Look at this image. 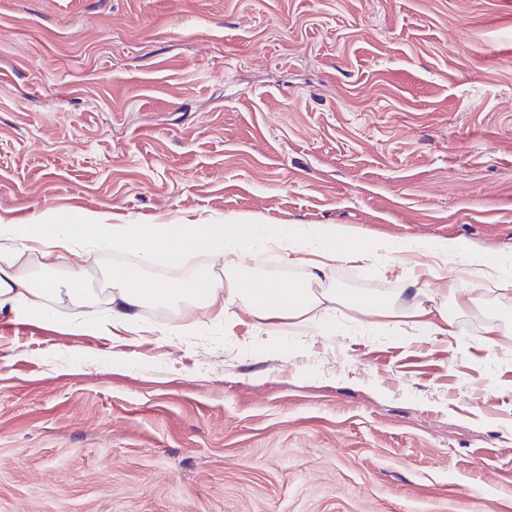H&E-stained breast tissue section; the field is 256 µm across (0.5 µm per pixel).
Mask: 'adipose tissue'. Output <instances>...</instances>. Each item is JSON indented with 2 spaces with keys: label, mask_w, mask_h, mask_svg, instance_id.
<instances>
[{
  "label": "adipose tissue",
  "mask_w": 512,
  "mask_h": 512,
  "mask_svg": "<svg viewBox=\"0 0 512 512\" xmlns=\"http://www.w3.org/2000/svg\"><path fill=\"white\" fill-rule=\"evenodd\" d=\"M259 216L246 215L226 220L222 224H109L100 215L85 213L73 222L58 223L53 215L38 216L28 224H1L0 236L13 243L12 249L0 252V309L14 316L27 318L44 314L49 310L58 290L53 284L36 285L20 276L15 266L19 258L31 251L33 244H41V257L45 265H55L59 250L76 252L83 250L86 257H93V245L106 241L112 245L131 248L140 257L164 253L169 262L180 263L190 252L204 251L224 260L225 284H218L208 276H201L178 288H172L145 278L141 266L127 264L113 268L110 278L113 318L130 325L133 312L150 298L189 297L194 302L213 306L220 305L224 317H231L235 307H242L266 320H295L298 323L316 322L321 311L329 304H342V297L329 288L321 294L310 293L307 288H297L285 283H265L242 280L237 270L244 248L263 237L265 243L291 254L301 252L303 241L297 232L286 227L259 229ZM321 237L319 260L310 262L309 278L321 280L326 274L329 261L335 260L337 244H345L346 258L362 256L359 246L358 228L344 224H329L319 230ZM373 254L385 261H394L396 254L421 255L426 257L452 256L470 273L483 267V259L470 248L453 243H431L416 239L399 246H390L379 240L371 247ZM425 288L419 287L416 279H408L406 288L391 298H379L369 303L364 299L354 300L353 305L365 314L385 312L394 316L411 318L414 329L425 336H452L455 314L477 306L475 296H467L454 306L426 307L423 300Z\"/></svg>",
  "instance_id": "adipose-tissue-1"
}]
</instances>
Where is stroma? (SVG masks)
Instances as JSON below:
<instances>
[{
	"label": "stroma",
	"instance_id": "1",
	"mask_svg": "<svg viewBox=\"0 0 512 512\" xmlns=\"http://www.w3.org/2000/svg\"><path fill=\"white\" fill-rule=\"evenodd\" d=\"M45 211L512 259V0H0V222ZM311 258L246 251L241 275L303 284ZM83 265L17 268L64 288ZM329 278L403 286L377 258ZM472 286L451 338L346 308L228 325L148 300L91 332L60 302L22 335L2 311L0 512H512V301Z\"/></svg>",
	"mask_w": 512,
	"mask_h": 512
}]
</instances>
